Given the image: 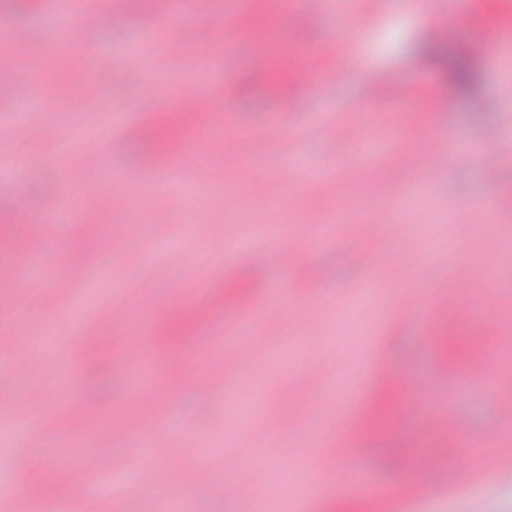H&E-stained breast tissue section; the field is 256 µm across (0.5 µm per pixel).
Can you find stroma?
<instances>
[{
    "mask_svg": "<svg viewBox=\"0 0 512 512\" xmlns=\"http://www.w3.org/2000/svg\"><path fill=\"white\" fill-rule=\"evenodd\" d=\"M332 15L329 8L309 11L302 0H252L237 16L230 0H215L209 13L191 17L194 26L222 31L229 45L224 71L213 75L229 81L215 137L243 130L265 151L264 166L256 169L248 154L205 151L195 147L193 133H182L187 176L199 165L212 175L209 197L199 200L150 195L143 181L148 167L165 163L138 132L155 120L139 108L157 92L152 70L169 75L162 93L173 100L196 82L208 54L168 26L165 0L101 10L91 26L43 5L19 13L0 0V17L15 32L0 45V59L43 105L30 118L22 99L0 92V153L20 160L0 168V215L20 235L46 217L58 219L41 256L22 260L0 250L7 277L0 283V424L25 403L45 427L32 437L26 461L10 463L11 449L0 443V485L25 494L26 512H51L55 503L28 496V474L63 471L72 459L73 422L53 377L63 363L112 441L111 451L95 459L112 477L109 492L71 502L68 512H161L166 478L175 469L190 512H238L231 485L246 492L251 512H284L297 498L305 512H331L340 502L366 504L372 512H512V424L499 415L500 401L512 399V343L494 336L498 325L512 324V207L504 205L512 198V38L475 56L476 80L464 94L452 92L445 71L421 57L436 25L455 27L445 44L451 55L473 48L485 27L512 25V0H477L471 16L443 2L429 17L412 0H355L341 28ZM59 23L63 37L92 50L65 70L53 64ZM264 25L269 51L326 50L317 81L297 71L287 94L265 90L251 54L254 33ZM148 28L160 31V45L149 62L132 63L128 48ZM342 41L351 42V51L335 53ZM397 74L413 85L408 97L389 92ZM421 129L430 140L418 138ZM64 140L71 146L65 163L56 158ZM381 140L389 148L362 153L364 142ZM443 143L456 151L440 166L430 157ZM292 153L302 168L330 169L329 178L298 191L288 168ZM106 164L127 174L126 191L144 218L126 229L122 243L113 239L117 217L102 178ZM228 189L239 200L231 210ZM87 195L98 197L97 210L70 223L73 199ZM259 197L271 207L251 208ZM384 201L409 225L415 254L398 252L388 228H373ZM483 201L496 222L472 223L469 211ZM338 209L345 221L335 237L316 241L313 229ZM294 240L307 249L292 272L278 264L277 252ZM368 254L381 257L370 269ZM231 280L251 282L246 303L223 300ZM367 282L378 289L361 307L356 297ZM452 282L461 307L422 322L412 318L422 298ZM285 285L298 301L278 320L257 324L248 360L221 358L208 339L212 319L232 323ZM117 300L132 312L151 308L156 327L203 313L177 348L152 345L159 382L180 379L178 393L153 403L130 393L114 361L138 335L114 319ZM448 339L487 360L485 380L470 379L468 363L445 362ZM202 366L215 391H196ZM297 372L299 385L291 381ZM387 378L401 385L422 381L426 392L407 419L390 414L367 431ZM449 413L465 421L471 438L485 441L497 457L495 470L471 467L465 449L449 446L438 428ZM163 421L174 433L153 449L158 480L143 489L128 465L138 457L141 436ZM283 432L290 451L271 458L267 449ZM340 438L350 455L319 470ZM193 456L203 457L201 471L185 467ZM350 470L361 485L345 483ZM404 486L414 490L406 500L399 496ZM374 488L384 496L371 497Z\"/></svg>",
    "mask_w": 512,
    "mask_h": 512,
    "instance_id": "stroma-1",
    "label": "stroma"
}]
</instances>
